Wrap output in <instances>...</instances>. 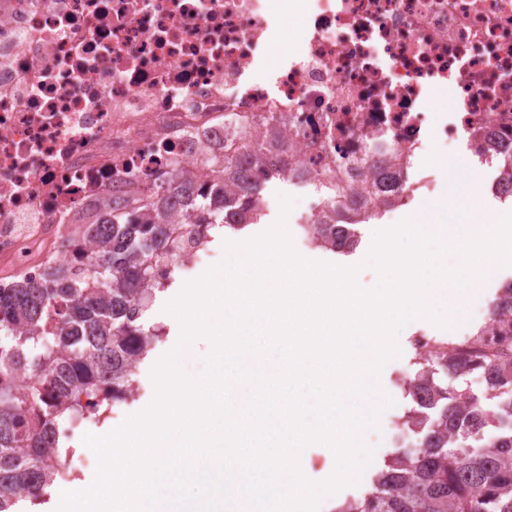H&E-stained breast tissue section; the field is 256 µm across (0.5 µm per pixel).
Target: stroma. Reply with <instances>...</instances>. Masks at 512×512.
I'll list each match as a JSON object with an SVG mask.
<instances>
[{
    "instance_id": "obj_1",
    "label": "stroma",
    "mask_w": 512,
    "mask_h": 512,
    "mask_svg": "<svg viewBox=\"0 0 512 512\" xmlns=\"http://www.w3.org/2000/svg\"><path fill=\"white\" fill-rule=\"evenodd\" d=\"M314 186L298 187L288 184L282 179L272 180L267 188L270 199V208L260 223L254 224L242 231H235L224 225H215L211 231L210 258L207 265L194 269L191 277H202L207 267L221 264L227 257V244L233 240H250L265 233L279 219L281 214V201L288 198L295 200L314 194ZM422 191H415L414 198L408 209L393 214L378 215L368 222L357 225L356 235L358 245L352 253L346 255L324 252L312 249L305 252L304 257L310 261L328 263L341 267H357L355 280L359 288L370 291L379 287L381 278L373 261L369 259V253L376 232L385 230L402 221L412 219L421 207ZM188 277V278H191ZM187 277L177 273L173 276V282L164 290L157 292L156 299L148 308L141 319L144 329H163L162 342L140 366L139 382L140 391L127 402L117 404L112 408V417L101 424L92 426L91 434L99 436L104 432H111L120 427L129 417L144 411L154 400L156 388L152 379L154 366L166 355L178 347L181 343V325L178 319L167 312V304L174 300L185 287ZM512 280V264L499 265L493 276L488 278L467 299L465 310L461 316L450 319L447 326L441 327L434 324L428 318H420L408 323L397 337L398 355L391 357L383 366L380 373L381 390L392 404L379 414L376 422L366 428L361 434V447L372 449V459L368 466L354 474L351 483L342 487L336 493L335 500H320L318 512H332L336 500L361 497L372 489L374 476L382 470L383 459L389 452L395 451L402 443V439L390 427L391 415H404L412 405V400L407 393L400 388L396 380L404 376H414L419 369L420 356L414 349L410 337L417 330H425L432 335L451 339L459 332L475 334L483 327V317L489 314L492 304L501 286Z\"/></svg>"
}]
</instances>
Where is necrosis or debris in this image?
<instances>
[{
	"instance_id": "4bbe7bcc",
	"label": "necrosis or debris",
	"mask_w": 512,
	"mask_h": 512,
	"mask_svg": "<svg viewBox=\"0 0 512 512\" xmlns=\"http://www.w3.org/2000/svg\"><path fill=\"white\" fill-rule=\"evenodd\" d=\"M0 0V288L39 278L112 195L142 199L171 174L223 160L262 125V160L238 156L230 182L336 172L352 209L387 210L429 148L459 162L512 157V0H308L302 39L275 68L265 49L297 0ZM450 91L441 103V91ZM182 270L206 237L167 228Z\"/></svg>"
}]
</instances>
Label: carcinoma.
I'll use <instances>...</instances> for the list:
<instances>
[{
    "instance_id": "cac0c4a2",
    "label": "carcinoma",
    "mask_w": 512,
    "mask_h": 512,
    "mask_svg": "<svg viewBox=\"0 0 512 512\" xmlns=\"http://www.w3.org/2000/svg\"><path fill=\"white\" fill-rule=\"evenodd\" d=\"M189 201L186 219L204 235L216 223L241 231L258 223V207L246 204L227 220L224 187L216 183L195 193L194 173L175 175ZM324 200L343 231L331 224H303L315 247L347 254L357 245L352 226L376 215L356 217L341 207L346 189L328 176L318 181ZM167 185L156 186L135 212L125 200L103 205L99 222L82 227L97 248L96 286L86 273L51 264L35 283L0 289V512H14L17 499L40 502L55 485L62 465L59 419L78 409L98 410L133 395L138 371L160 334L143 329L140 319L155 297L150 259L166 247ZM491 315L512 316V281L500 288ZM487 371L485 398L448 387L445 380ZM25 372L23 390L14 375ZM414 402L404 427L415 436L394 457L361 499H346L335 512H512V347L489 356L441 350L430 364L403 382ZM496 423L505 433L487 440L483 430Z\"/></svg>"
}]
</instances>
